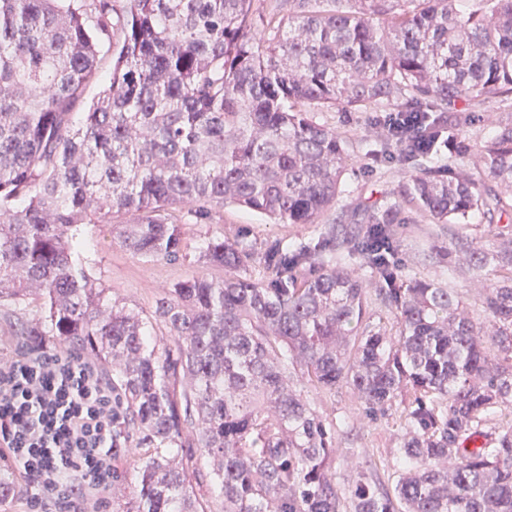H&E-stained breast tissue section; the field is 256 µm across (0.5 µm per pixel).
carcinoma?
I'll use <instances>...</instances> for the list:
<instances>
[{"label":"carcinoma","instance_id":"carcinoma-1","mask_svg":"<svg viewBox=\"0 0 512 512\" xmlns=\"http://www.w3.org/2000/svg\"><path fill=\"white\" fill-rule=\"evenodd\" d=\"M80 2L0 0V303L44 309L17 318L27 343L50 336L109 369L112 512H207L191 485L200 456L224 512H512V241L459 246L497 272L483 321L391 263L410 213L512 224V0ZM104 39L109 82L76 119ZM490 98L505 117L473 151L462 132ZM370 108L417 114L379 148L413 167L392 198L351 211L341 240L278 243L254 279L252 249L209 237L200 253L224 278L174 283L149 317L91 279L86 224L175 260L174 207L197 224L224 204L322 223L351 155L313 113ZM351 261L384 282L391 324L371 323ZM295 367L373 412L404 405L393 491L365 471L342 489L336 427ZM23 492L0 471V499Z\"/></svg>","mask_w":512,"mask_h":512}]
</instances>
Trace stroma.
Wrapping results in <instances>:
<instances>
[{
    "mask_svg": "<svg viewBox=\"0 0 512 512\" xmlns=\"http://www.w3.org/2000/svg\"><path fill=\"white\" fill-rule=\"evenodd\" d=\"M320 121L335 127L351 141L352 162L343 178L344 191L322 224H275L264 215L231 204L215 207L209 224L193 223L186 211L173 209L172 216L186 226L188 250L174 261L147 260L126 250L112 238L105 224L85 225L86 242L83 257L89 273L106 288L109 297L129 308L151 314L156 299L173 283L194 275L223 278V269L200 259L197 248L213 234L229 240H242L256 252H263L280 241L291 245L317 242L328 228L348 231L342 214L357 206L373 208L381 205L405 176L406 167L394 159L374 158L371 149L384 137L368 112H322ZM398 230L396 261L408 275L441 282L454 288L472 315L480 313L481 284L472 280L463 258L443 259L453 250L459 238L472 240L487 250L497 249L503 240L512 238V227L506 224H433L420 216ZM309 400L324 417L344 420L335 434V466L338 475L365 470L384 488L395 482L394 453L399 448L402 431L397 422L399 407L369 416L364 404L349 387L333 391L309 389Z\"/></svg>",
    "mask_w": 512,
    "mask_h": 512,
    "instance_id": "obj_1",
    "label": "stroma"
}]
</instances>
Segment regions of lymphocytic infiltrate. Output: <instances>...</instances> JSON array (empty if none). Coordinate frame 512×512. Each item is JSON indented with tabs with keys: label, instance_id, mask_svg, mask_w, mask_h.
<instances>
[{
	"label": "lymphocytic infiltrate",
	"instance_id": "obj_1",
	"mask_svg": "<svg viewBox=\"0 0 512 512\" xmlns=\"http://www.w3.org/2000/svg\"><path fill=\"white\" fill-rule=\"evenodd\" d=\"M27 476L35 512H87L112 484V385L91 362L43 348L0 360V455Z\"/></svg>",
	"mask_w": 512,
	"mask_h": 512
}]
</instances>
